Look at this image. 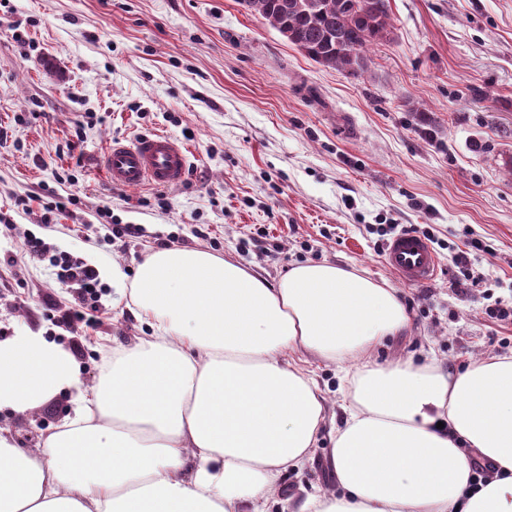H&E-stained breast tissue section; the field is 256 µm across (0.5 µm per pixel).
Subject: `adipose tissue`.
Masks as SVG:
<instances>
[{"label":"adipose tissue","mask_w":512,"mask_h":512,"mask_svg":"<svg viewBox=\"0 0 512 512\" xmlns=\"http://www.w3.org/2000/svg\"><path fill=\"white\" fill-rule=\"evenodd\" d=\"M118 300L148 338L112 349L96 385L31 330L0 341V410L68 391L72 413L38 448L0 427V512H269L282 472L333 442L338 491L291 512H512V355L449 374L367 355L408 326L395 289L343 267L292 266L276 284L203 249L152 251ZM347 371L344 419L286 353ZM79 456H70V449ZM497 479L470 487V454Z\"/></svg>","instance_id":"obj_1"}]
</instances>
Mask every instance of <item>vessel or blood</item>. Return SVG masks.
<instances>
[{
  "label": "vessel or blood",
  "mask_w": 512,
  "mask_h": 512,
  "mask_svg": "<svg viewBox=\"0 0 512 512\" xmlns=\"http://www.w3.org/2000/svg\"><path fill=\"white\" fill-rule=\"evenodd\" d=\"M187 146L164 133L144 136L125 144L113 142L107 149L103 169L113 185L134 188L151 184L159 188L180 185L188 169ZM384 261L407 284L431 282L439 261L421 235L402 232L387 244Z\"/></svg>",
  "instance_id": "b4317fda"
}]
</instances>
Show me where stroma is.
<instances>
[{"label": "stroma", "instance_id": "35a3bbf8", "mask_svg": "<svg viewBox=\"0 0 512 512\" xmlns=\"http://www.w3.org/2000/svg\"><path fill=\"white\" fill-rule=\"evenodd\" d=\"M389 5L390 38L353 78L310 60L241 0H0V211L10 218L0 223V340L43 331L96 384L113 346L150 332L113 306L109 270L135 273L163 241L271 283L327 261L388 284L409 326L374 347L379 364L432 360L455 372L511 355L512 323L489 311L512 302V0ZM155 132L189 146L184 181L159 200L151 185L109 184L105 148ZM43 185L79 195V209L47 222L39 205L16 207ZM103 205L139 235L109 233ZM393 225L435 235L432 282L406 284L386 268L378 246ZM259 228L264 256L251 242ZM30 236L97 267L95 327L56 321L75 300L50 259L22 252ZM474 239L483 250L469 249ZM463 249L476 279L465 296L451 286ZM304 368L342 419L340 367L311 357ZM71 412L62 392L24 415L1 411L0 425L31 449ZM330 458L324 431L304 467L282 475L281 496L335 488Z\"/></svg>", "mask_w": 512, "mask_h": 512}]
</instances>
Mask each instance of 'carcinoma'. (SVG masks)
Returning a JSON list of instances; mask_svg holds the SVG:
<instances>
[{
  "label": "carcinoma",
  "instance_id": "cac0c4a2",
  "mask_svg": "<svg viewBox=\"0 0 512 512\" xmlns=\"http://www.w3.org/2000/svg\"><path fill=\"white\" fill-rule=\"evenodd\" d=\"M315 62L359 77L366 50L390 35L388 0H243Z\"/></svg>",
  "mask_w": 512,
  "mask_h": 512
}]
</instances>
